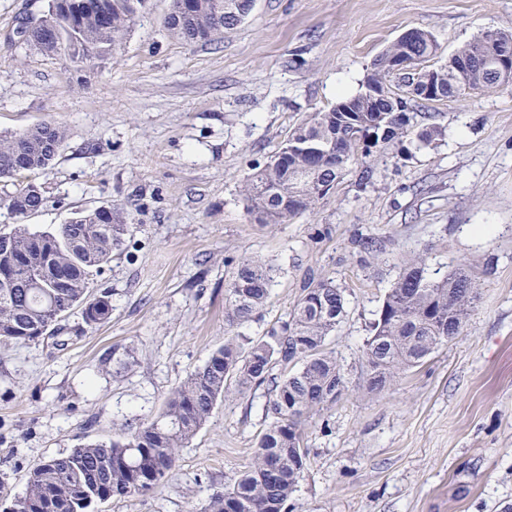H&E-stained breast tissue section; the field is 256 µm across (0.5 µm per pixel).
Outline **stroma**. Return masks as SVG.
I'll list each match as a JSON object with an SVG mask.
<instances>
[{
	"instance_id": "obj_1",
	"label": "stroma",
	"mask_w": 512,
	"mask_h": 512,
	"mask_svg": "<svg viewBox=\"0 0 512 512\" xmlns=\"http://www.w3.org/2000/svg\"><path fill=\"white\" fill-rule=\"evenodd\" d=\"M45 0H0V133L58 121L70 134L53 166L22 173L44 189L26 222L65 223L100 205L136 230L94 285L112 317L79 313L62 345L0 343V502L24 495L34 463L157 415L223 344L225 258L278 274L258 339L296 303L305 277L343 289L347 313L325 348L349 389L306 427L307 465L288 512H505L512 507V85L417 108L441 133L349 163L329 193L284 224H258L242 186L293 125L356 94L373 60L412 28L441 57L512 29V0H255L212 42L149 7L116 54L78 67L19 41ZM373 237L376 252L358 241ZM430 279L472 267L480 298L460 336L381 392L362 386V349L404 261ZM258 387L218 403L154 491L102 512H206L252 463L265 429Z\"/></svg>"
}]
</instances>
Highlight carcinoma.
Wrapping results in <instances>:
<instances>
[{
  "mask_svg": "<svg viewBox=\"0 0 512 512\" xmlns=\"http://www.w3.org/2000/svg\"><path fill=\"white\" fill-rule=\"evenodd\" d=\"M148 0H46L34 18L25 44L46 54L63 53L77 65H93L119 51ZM254 0H171L166 20L173 37L186 43L210 42L247 19ZM512 46V29L486 31L458 47L459 73L432 64L439 44L423 29L410 40L397 39L372 63L366 87L381 81L390 95L370 98L362 89L336 107L313 112L295 125L286 143L245 182L248 211L261 224L291 221L331 190L344 167L336 155L338 136L347 124L363 135L380 125L389 128L382 147L415 135L418 148L431 144L440 130L430 126L412 133L411 116L399 111L413 100L415 73L395 74L386 59L405 56L420 71H431L441 99L511 85L484 65ZM68 137L59 123L45 122L24 132L0 135V179L23 171L50 168ZM41 185L15 184L0 200L11 215L24 218L43 204ZM119 207L97 206L74 213L49 230L17 224L0 232V342L30 344L60 330L74 310L92 327L112 316V293L92 287L93 274L122 250L136 226ZM225 264L224 320L228 328L256 320L270 298L271 269L248 258ZM479 297L471 269L461 265L444 279L425 275L423 259L406 262L385 295L363 349L366 390L382 391L400 374L422 363L461 334ZM346 313L344 292L330 280L310 278L288 317L264 336L241 343L230 334L166 399L161 412L108 441L86 443L50 456L26 472V492L0 512H95L114 498L155 490L176 467L186 447L210 418L217 403L233 393L263 384L262 411L267 425L260 434L248 470L211 497L208 512H282L307 463L305 426L313 411L336 402L347 381L336 357L325 351L328 336ZM282 372L274 374L276 368Z\"/></svg>",
  "mask_w": 512,
  "mask_h": 512,
  "instance_id": "carcinoma-1",
  "label": "carcinoma"
}]
</instances>
